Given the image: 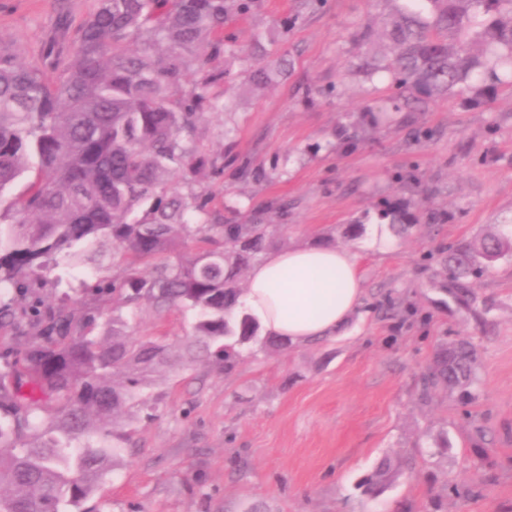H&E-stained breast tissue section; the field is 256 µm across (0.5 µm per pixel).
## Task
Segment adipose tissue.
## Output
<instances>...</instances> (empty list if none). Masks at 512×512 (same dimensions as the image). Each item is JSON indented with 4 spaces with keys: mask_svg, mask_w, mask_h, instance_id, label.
<instances>
[{
    "mask_svg": "<svg viewBox=\"0 0 512 512\" xmlns=\"http://www.w3.org/2000/svg\"><path fill=\"white\" fill-rule=\"evenodd\" d=\"M364 297L356 253L301 245L270 252L251 268L242 301L264 333L301 346L333 336Z\"/></svg>",
    "mask_w": 512,
    "mask_h": 512,
    "instance_id": "adipose-tissue-1",
    "label": "adipose tissue"
}]
</instances>
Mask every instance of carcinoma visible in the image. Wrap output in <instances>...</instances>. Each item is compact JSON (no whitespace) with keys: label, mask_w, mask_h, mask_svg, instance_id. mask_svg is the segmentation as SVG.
I'll list each match as a JSON object with an SVG mask.
<instances>
[{"label":"carcinoma","mask_w":512,"mask_h":512,"mask_svg":"<svg viewBox=\"0 0 512 512\" xmlns=\"http://www.w3.org/2000/svg\"><path fill=\"white\" fill-rule=\"evenodd\" d=\"M259 0H95L73 24L59 5L54 35L41 63L25 64L0 45V327L34 329L23 366L0 353V512H89L91 500L129 437L161 371L213 363L233 371L241 347L260 337V324L240 310L241 277L280 240L278 224L247 221L210 224V197L184 194L207 172L266 178L249 157L197 146L207 111H226L211 89L224 72L209 68L229 52L224 27L252 13ZM393 15L381 33L367 26L360 44L385 41L391 107L401 112L450 94L475 90L478 98L512 89V0H392ZM284 60L260 58L246 70L256 84L268 81ZM24 191L4 198L29 170ZM377 223L398 235L414 227L408 203L385 202ZM192 242V258L178 254ZM121 252L123 276H102L107 247ZM512 258L503 230L463 242L441 258L443 275H485L489 263ZM61 265L96 277L83 289L112 295V316L102 334L92 331L99 309L79 312L53 304L40 292L45 272ZM157 313L192 316V330L174 349L165 340H136L122 310L142 303ZM262 338V337H260ZM263 347L288 348L266 336ZM477 349L466 339L443 344L423 374L422 394L469 391L476 381ZM400 466L382 462L365 481L381 492Z\"/></svg>","instance_id":"carcinoma-1"}]
</instances>
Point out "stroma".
<instances>
[{"label":"stroma","mask_w":512,"mask_h":512,"mask_svg":"<svg viewBox=\"0 0 512 512\" xmlns=\"http://www.w3.org/2000/svg\"><path fill=\"white\" fill-rule=\"evenodd\" d=\"M57 9L55 0H0V43L40 62ZM391 11L390 0H325L318 11L260 0L228 24L234 53L211 67L225 71L233 109L207 113L197 141L216 149L232 126L237 151L280 175L262 184L205 176L196 189L212 196L219 219L230 207L286 198L287 214L268 217L284 229L282 248L355 251L367 307L333 338L284 352L244 349L229 373L198 364L165 374L157 409L131 427L132 454L96 493L100 512H512V261L452 281L430 260L439 247L512 227V91L400 112L337 148L339 126L384 103L387 75L355 71L382 53L353 36L365 25L382 30ZM260 33L266 52L292 62L288 78L262 88L242 65ZM416 127L433 138L415 140ZM398 171L410 172V185L394 180ZM405 198L419 217L411 236L370 224L346 237L378 201ZM434 213L448 222L430 223ZM373 302L387 312L370 310ZM190 326V315L145 305L133 336L177 346ZM459 338L479 354L474 399L443 390L422 397L435 349ZM443 437L444 452L435 446ZM386 457L412 459L416 472L370 498L362 484Z\"/></svg>","instance_id":"obj_1"}]
</instances>
